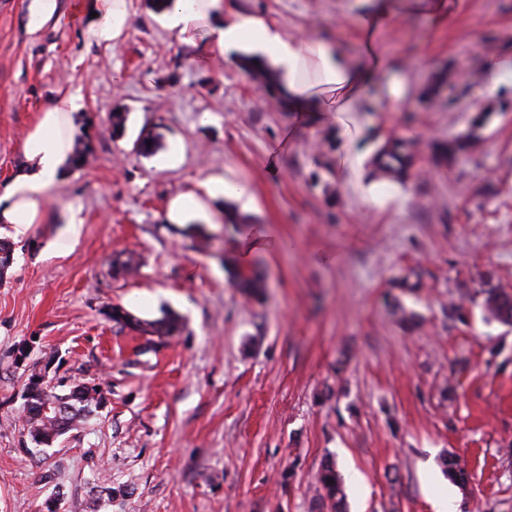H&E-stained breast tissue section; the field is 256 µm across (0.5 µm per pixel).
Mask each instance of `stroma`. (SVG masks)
<instances>
[{"label": "stroma", "instance_id": "1", "mask_svg": "<svg viewBox=\"0 0 512 512\" xmlns=\"http://www.w3.org/2000/svg\"><path fill=\"white\" fill-rule=\"evenodd\" d=\"M62 17L31 32L30 0H0V187L59 94L94 156L65 167L46 218L12 226L0 270V512H318L315 476L334 462L347 512H512V326L487 321L482 288L512 292V88L489 91L487 58L512 59V0H456L443 28L400 15L383 36L410 94L368 112L346 143L333 124H296L235 64L162 21L165 0H126L127 26L96 43ZM374 0H224L289 33L355 35ZM125 116L122 128L113 113ZM152 136L151 153L136 142ZM392 136L419 155L403 183L371 177ZM474 138L436 167L433 144ZM227 189L206 214L169 221L171 201ZM246 187L247 223H224ZM386 198L366 204L365 189ZM77 242L56 248L70 212ZM133 255L135 274L116 269ZM266 274L262 302L231 286L225 258ZM417 286L401 288L402 280ZM413 311L404 328L389 301ZM177 314L153 350L112 322ZM56 393L104 400L52 446L20 413L31 370ZM469 475L449 481L442 457Z\"/></svg>", "mask_w": 512, "mask_h": 512}]
</instances>
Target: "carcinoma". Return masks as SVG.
<instances>
[{
	"instance_id": "carcinoma-1",
	"label": "carcinoma",
	"mask_w": 512,
	"mask_h": 512,
	"mask_svg": "<svg viewBox=\"0 0 512 512\" xmlns=\"http://www.w3.org/2000/svg\"><path fill=\"white\" fill-rule=\"evenodd\" d=\"M251 80L260 89L271 91L276 81L269 70L263 66L243 64ZM476 143L469 139L439 142L434 147V161L438 166L448 165V161L475 148ZM93 154L92 137L86 131L74 137L70 164L76 168L85 166ZM418 154V142L413 138H393L388 140L376 153L372 161L373 176L379 180L404 181L410 176ZM229 273L231 285L237 288L247 299L258 301L266 288L265 276L256 269L238 267L230 261H224ZM486 318L503 324H512V294L497 288L486 291L484 299ZM112 320L121 327L155 336L160 340L175 335L181 330L178 315L166 312L162 317L147 321L141 320L120 307L112 308ZM28 397L22 407L25 426L32 442L48 445L81 422L85 412L92 404L102 402V391L97 385L86 383L73 386L69 393L60 395L54 390H45L41 375L28 377ZM443 473L451 481L463 484L467 480L466 471L453 458H445ZM321 508L327 512H346V496L342 481L333 464H326L318 476Z\"/></svg>"
}]
</instances>
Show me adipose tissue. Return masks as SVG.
<instances>
[{
	"instance_id": "adipose-tissue-1",
	"label": "adipose tissue",
	"mask_w": 512,
	"mask_h": 512,
	"mask_svg": "<svg viewBox=\"0 0 512 512\" xmlns=\"http://www.w3.org/2000/svg\"><path fill=\"white\" fill-rule=\"evenodd\" d=\"M454 7V0H377L360 21L352 56L340 43L288 35L282 26L258 15L219 23L222 0H167L163 21L178 35L203 39L225 61H236L243 52L273 70L287 111L299 119L331 116L338 137L347 141L359 128V113L368 109L367 92L374 78L390 67L381 34L401 13H416L432 26L445 27ZM95 11L90 34L96 42L111 43L122 33L126 0H96ZM77 109L74 97L63 96L42 113L25 142V166L0 189V225H12L16 235H25L42 220L60 184V172L72 152V114Z\"/></svg>"
}]
</instances>
